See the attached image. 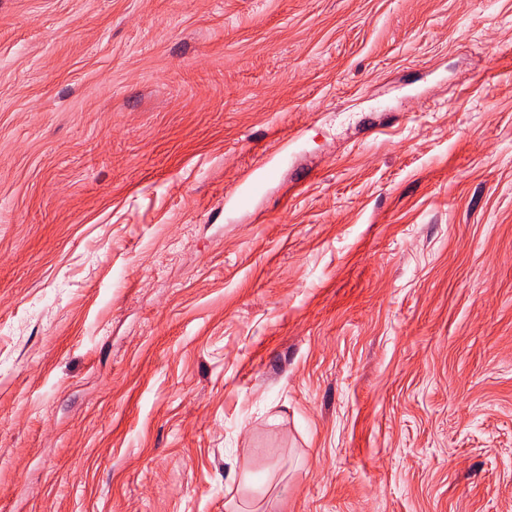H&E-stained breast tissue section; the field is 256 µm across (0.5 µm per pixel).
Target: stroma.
<instances>
[{
    "mask_svg": "<svg viewBox=\"0 0 512 512\" xmlns=\"http://www.w3.org/2000/svg\"><path fill=\"white\" fill-rule=\"evenodd\" d=\"M258 502L512 512V0H0V512Z\"/></svg>",
    "mask_w": 512,
    "mask_h": 512,
    "instance_id": "35a3bbf8",
    "label": "stroma"
}]
</instances>
